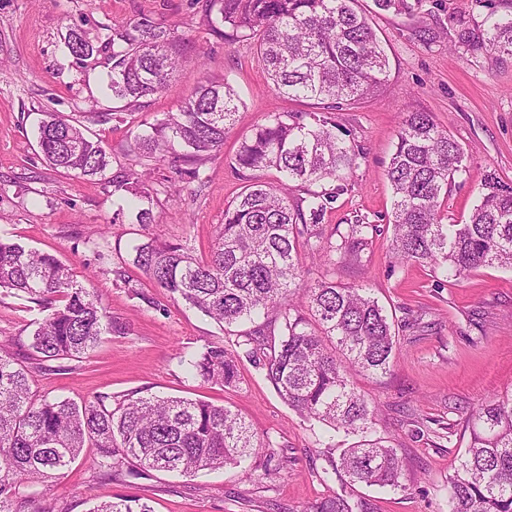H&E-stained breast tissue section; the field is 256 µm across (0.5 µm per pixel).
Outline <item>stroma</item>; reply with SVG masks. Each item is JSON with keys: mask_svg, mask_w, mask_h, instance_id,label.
<instances>
[{"mask_svg": "<svg viewBox=\"0 0 512 512\" xmlns=\"http://www.w3.org/2000/svg\"><path fill=\"white\" fill-rule=\"evenodd\" d=\"M497 0H424V25L447 26L456 16L481 25ZM389 59L385 84L374 96L336 111L337 134L356 142L362 156L347 189L329 210L327 225L364 216L380 225L359 259L323 266L304 264L298 280L323 277L369 288L393 313L400 344L389 374L359 375L356 387L375 406L378 436L396 448L406 491L358 487L373 512H448V478L465 453L469 413L494 395L512 390V271L486 267L447 282L429 267L395 262L391 253L392 191L386 170L405 112H427L465 152L470 176L456 178L444 201L448 223L468 219L485 173L512 186V57L427 43L414 21L359 0ZM147 15L176 24L185 55L167 87L121 120L92 122L113 161L109 174L130 167L124 150L134 134L165 113L177 111L205 80L227 81L237 91L239 117L224 149L200 169L195 194L181 193L163 206L159 223L140 224L127 196L106 180L65 175L42 159L37 128L46 114L83 120L90 109L111 111L107 88L114 28ZM86 33L92 56L79 64L65 47L70 30ZM314 105L275 91L249 45L227 42L202 25L193 0H0V234L54 255L77 279L92 277L102 304L123 325L103 336L88 357L62 369L31 368L33 387L49 397L77 401L131 392L203 400L241 416L275 456L269 476H247L228 467L195 478L149 472L133 482H100L94 449H86L48 498L53 512H89L95 495L130 493L153 512H309L316 501L339 492L342 477L327 481L324 469L349 444L337 435L321 447L309 422L292 410L267 380L258 358H241L238 387L220 388L190 379L182 355L209 342L235 349L237 336L168 297L135 268L117 281L132 244L160 236L209 252L224 208L242 190L230 165L240 143L274 112H310ZM35 314L24 300L0 295V342L24 353Z\"/></svg>", "mask_w": 512, "mask_h": 512, "instance_id": "stroma-1", "label": "stroma"}]
</instances>
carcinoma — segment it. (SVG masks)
I'll use <instances>...</instances> for the list:
<instances>
[{"mask_svg":"<svg viewBox=\"0 0 512 512\" xmlns=\"http://www.w3.org/2000/svg\"><path fill=\"white\" fill-rule=\"evenodd\" d=\"M491 12L485 28L470 30L456 17L448 26L470 52L512 57V0ZM209 31L254 45L269 80L287 97L313 100L317 112H275L241 142L231 166L244 190L224 209V223L206 258L179 241L150 238L131 247L128 263L171 298L242 338L246 355L258 337L276 336L262 366L277 394L309 421L356 437L331 463L344 473L341 492L314 512H371L357 485L405 491L395 448L373 436L374 406L356 390L351 370L390 371L398 340L385 307L365 288L324 278L298 282L305 260L332 263L359 258L379 225L359 217L345 230L323 224L362 150L336 134L334 111L380 90L388 58L358 0H197ZM422 0H374L383 11L417 16ZM176 25L141 16L112 29L109 87L118 110L144 107L177 70L182 54ZM66 48L78 61L93 53L73 29ZM239 96L227 82L207 80L180 106L136 134L127 153L141 171L112 179L116 191L147 203L135 219L154 224L153 206L172 196L169 180L153 178L156 165L195 181L199 167L217 156L238 115ZM38 145L52 168L103 177L109 157L82 124L51 113L38 127ZM188 168L183 169L181 165ZM279 173L277 184L264 172ZM469 172L462 147L427 112L402 119L387 178L393 193L392 242L400 262L427 265L443 278H462L481 267L512 269V186L488 173L468 221L447 224L441 207L448 187ZM316 182L327 186L309 189ZM339 242H332L334 237ZM0 290L36 304L27 352L37 361L81 359L101 336L122 333L90 279L77 280L55 256L0 237ZM239 353L208 343L185 360L192 377L235 386ZM470 441L460 469L448 478V512H512V391L497 395L467 419ZM269 444L224 406L202 400L130 393L122 398L57 400L40 395L16 353L0 346V512H46L38 504L55 479L95 449L93 465L114 478L149 471L195 477L238 467ZM89 512H153L137 495L113 494Z\"/></svg>","mask_w":512,"mask_h":512,"instance_id":"cac0c4a2","label":"carcinoma"}]
</instances>
